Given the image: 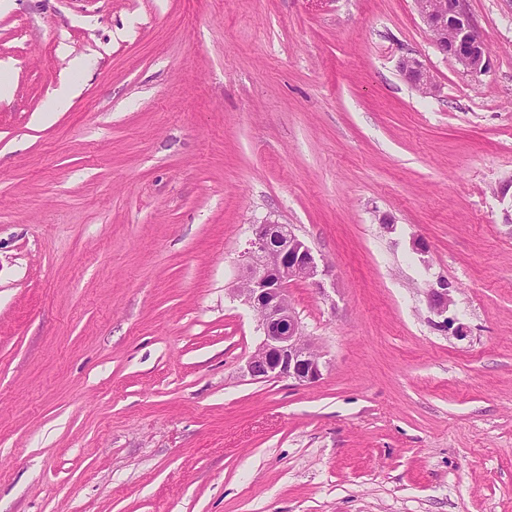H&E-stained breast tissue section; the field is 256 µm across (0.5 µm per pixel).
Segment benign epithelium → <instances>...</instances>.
Masks as SVG:
<instances>
[{
  "instance_id": "7a95c632",
  "label": "benign epithelium",
  "mask_w": 512,
  "mask_h": 512,
  "mask_svg": "<svg viewBox=\"0 0 512 512\" xmlns=\"http://www.w3.org/2000/svg\"><path fill=\"white\" fill-rule=\"evenodd\" d=\"M430 42L463 72L480 75L491 64L488 46L464 9V0H414ZM400 74L422 96L436 93L433 74L420 56L408 52L398 63ZM322 273L311 248L290 224L265 219L252 225L236 296L258 319L262 339L245 364L253 380L288 379L299 386L317 383L326 367L323 353L303 333L288 298V284L310 282L322 287ZM454 289L446 280L429 291L430 303L443 314L455 305Z\"/></svg>"
}]
</instances>
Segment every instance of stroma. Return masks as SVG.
Returning a JSON list of instances; mask_svg holds the SVG:
<instances>
[{
  "instance_id": "obj_1",
  "label": "stroma",
  "mask_w": 512,
  "mask_h": 512,
  "mask_svg": "<svg viewBox=\"0 0 512 512\" xmlns=\"http://www.w3.org/2000/svg\"><path fill=\"white\" fill-rule=\"evenodd\" d=\"M465 7L478 76L413 0H0V512H512V0ZM267 218L309 386L243 374ZM403 78L422 96L435 95L437 86L433 74L418 54L408 52L399 59ZM454 291V288H451V285L445 280L438 281L437 287L430 289V303L439 314L447 313L450 310V307L454 306Z\"/></svg>"
}]
</instances>
